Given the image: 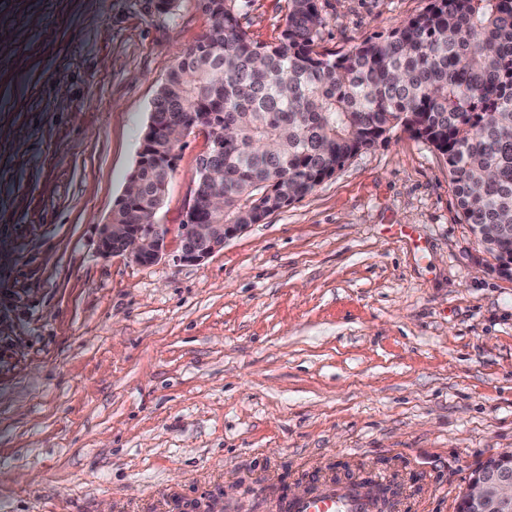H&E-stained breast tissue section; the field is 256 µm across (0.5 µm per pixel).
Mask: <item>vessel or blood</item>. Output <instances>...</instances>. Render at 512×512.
Instances as JSON below:
<instances>
[{
    "instance_id": "b4317fda",
    "label": "vessel or blood",
    "mask_w": 512,
    "mask_h": 512,
    "mask_svg": "<svg viewBox=\"0 0 512 512\" xmlns=\"http://www.w3.org/2000/svg\"><path fill=\"white\" fill-rule=\"evenodd\" d=\"M277 512H373L372 504L360 485L325 482L301 498H286L276 505Z\"/></svg>"
}]
</instances>
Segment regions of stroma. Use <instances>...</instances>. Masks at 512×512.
Segmentation results:
<instances>
[{
	"mask_svg": "<svg viewBox=\"0 0 512 512\" xmlns=\"http://www.w3.org/2000/svg\"><path fill=\"white\" fill-rule=\"evenodd\" d=\"M345 53L428 0H318ZM286 0H248L258 42ZM211 25L201 0H0V512H274L334 477L393 512H457L512 451V279L403 127L311 193L180 261L208 149L192 131L162 258L102 256L152 101Z\"/></svg>",
	"mask_w": 512,
	"mask_h": 512,
	"instance_id": "35a3bbf8",
	"label": "stroma"
}]
</instances>
